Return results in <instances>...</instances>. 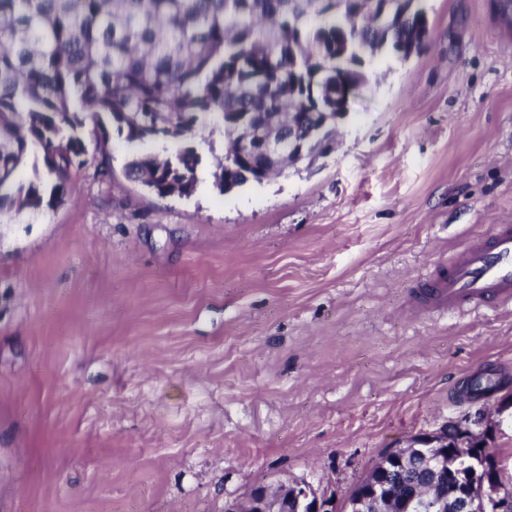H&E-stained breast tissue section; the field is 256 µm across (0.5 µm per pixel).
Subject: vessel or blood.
Here are the masks:
<instances>
[{
	"label": "vessel or blood",
	"instance_id": "vessel-or-blood-1",
	"mask_svg": "<svg viewBox=\"0 0 512 512\" xmlns=\"http://www.w3.org/2000/svg\"><path fill=\"white\" fill-rule=\"evenodd\" d=\"M490 238L453 254L446 273L424 282L416 304L444 313L512 307V226L493 225Z\"/></svg>",
	"mask_w": 512,
	"mask_h": 512
}]
</instances>
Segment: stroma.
Listing matches in <instances>:
<instances>
[{"label":"stroma","mask_w":512,"mask_h":512,"mask_svg":"<svg viewBox=\"0 0 512 512\" xmlns=\"http://www.w3.org/2000/svg\"><path fill=\"white\" fill-rule=\"evenodd\" d=\"M431 39L380 54L336 149L192 197L74 170L63 203L0 215V512H224L304 480L343 506L391 448L512 379V310L412 316L436 262L512 223V17L425 0ZM495 390H498V384L491 377L480 374L470 379L466 387L459 391V394L469 401H476L485 398Z\"/></svg>","instance_id":"1"}]
</instances>
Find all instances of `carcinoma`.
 <instances>
[{"mask_svg":"<svg viewBox=\"0 0 512 512\" xmlns=\"http://www.w3.org/2000/svg\"><path fill=\"white\" fill-rule=\"evenodd\" d=\"M0 0V215L36 212L65 201L72 171L88 163L85 136L99 142L109 174L116 136L135 152L130 178L164 198L192 196L202 156L192 137L210 122L224 130L229 164L213 165V185L228 193L261 184L265 165L247 152V132L278 133L286 112H336V84L366 83L364 57L420 54L430 29L422 0ZM173 142L160 158L147 144ZM336 148L330 120L301 143L305 157ZM32 162V177L19 170ZM498 384L483 374L459 391L469 401ZM459 448L448 467L473 470Z\"/></svg>","mask_w":512,"mask_h":512,"instance_id":"cac0c4a2","label":"carcinoma"}]
</instances>
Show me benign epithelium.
<instances>
[{"mask_svg":"<svg viewBox=\"0 0 512 512\" xmlns=\"http://www.w3.org/2000/svg\"><path fill=\"white\" fill-rule=\"evenodd\" d=\"M291 126L288 136L276 138L261 131L252 132L254 152L263 159H282L296 142L308 119ZM497 422L480 409L472 415L451 420L441 431L416 436L410 447L415 453L402 468H393L388 457L381 458L371 469L364 489L348 504L353 512H395L399 504L406 512H504L505 491L512 480L505 477L499 461L489 448ZM481 437L482 447L475 449L479 472L473 484L448 473V449L474 444ZM225 512H333L330 499L320 495L306 481L280 482L265 486L261 496L248 493L244 498L224 506Z\"/></svg>","mask_w":512,"mask_h":512,"instance_id":"1","label":"benign epithelium"}]
</instances>
